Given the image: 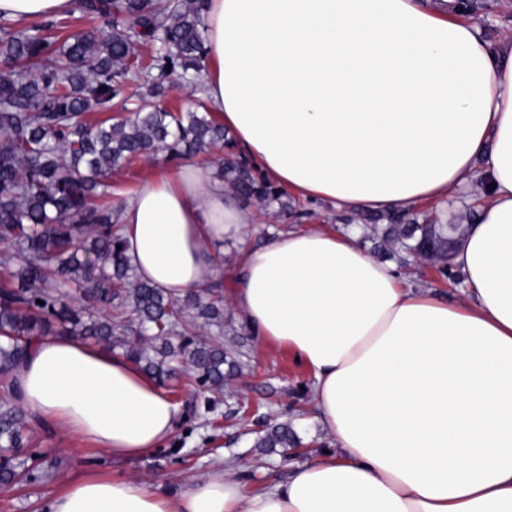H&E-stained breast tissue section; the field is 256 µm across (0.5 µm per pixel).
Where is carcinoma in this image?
Segmentation results:
<instances>
[{
  "instance_id": "carcinoma-1",
  "label": "carcinoma",
  "mask_w": 512,
  "mask_h": 512,
  "mask_svg": "<svg viewBox=\"0 0 512 512\" xmlns=\"http://www.w3.org/2000/svg\"><path fill=\"white\" fill-rule=\"evenodd\" d=\"M208 0H77L99 24L69 29L68 19L21 28L0 18V264L16 284L0 288V484L53 479L54 450L30 451L29 417L14 372L33 344L71 336L117 350L158 385L185 375L211 406L241 369L224 347V303L215 289L180 299L137 278L117 224L125 198L112 193V170L139 159L170 161L224 151L214 175L263 208H288L285 193L233 150L224 123L202 111L167 107L165 81L177 74L198 92L206 60ZM135 82L142 104L129 116L100 118ZM363 227L390 255L428 261L458 274L450 253L466 230L457 224ZM75 284L83 304L65 301ZM218 335H210L211 329ZM297 445L292 429L266 426L254 442L272 452Z\"/></svg>"
}]
</instances>
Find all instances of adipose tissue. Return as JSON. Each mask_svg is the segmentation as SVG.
I'll list each match as a JSON object with an SVG mask.
<instances>
[{
  "label": "adipose tissue",
  "mask_w": 512,
  "mask_h": 512,
  "mask_svg": "<svg viewBox=\"0 0 512 512\" xmlns=\"http://www.w3.org/2000/svg\"><path fill=\"white\" fill-rule=\"evenodd\" d=\"M73 0H0L22 22ZM205 98L271 181L346 210L487 191L453 262L466 299L414 288L357 227L288 230L245 249L229 303L313 376L337 450L247 488L219 468L187 490L127 476L64 480L49 512H512V41L492 47L430 0H210ZM137 277L205 288L249 217L208 167L144 177L119 216ZM32 422L112 456L168 442L178 404L120 354L38 341L15 371Z\"/></svg>",
  "instance_id": "obj_1"
}]
</instances>
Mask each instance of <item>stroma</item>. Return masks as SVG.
<instances>
[{
	"label": "stroma",
	"mask_w": 512,
	"mask_h": 512,
	"mask_svg": "<svg viewBox=\"0 0 512 512\" xmlns=\"http://www.w3.org/2000/svg\"><path fill=\"white\" fill-rule=\"evenodd\" d=\"M449 16L477 25L482 38L491 46L512 40V0H469L467 5L449 9ZM485 191L481 176H474L465 195L449 202L447 210L424 204L413 208L412 215L421 224L475 223L474 205ZM291 211L266 210L256 201L242 200L241 205L253 217L244 242L225 241L218 251L219 279L233 287L229 271L244 247L257 246L267 234L291 224L306 227H336L343 219L360 225L384 224V212L337 211L325 202L305 201L289 195ZM235 346L243 354L245 366L230 377L214 412L198 406L196 414H180L172 438L166 443V458L148 454L140 458L116 459L105 449L70 437L52 426H33V445L53 448L68 457L62 477H74L88 471L138 478L165 490H186L197 480L227 463H234V475L250 486L267 487L287 479L289 462L279 454H267L253 445L252 430L266 420L289 422L301 440L305 454L331 449L332 443L313 422L314 380L307 369L298 365L287 350L262 344L243 323H236ZM57 481L27 485L0 486V512H47Z\"/></svg>",
	"instance_id": "stroma-1"
}]
</instances>
